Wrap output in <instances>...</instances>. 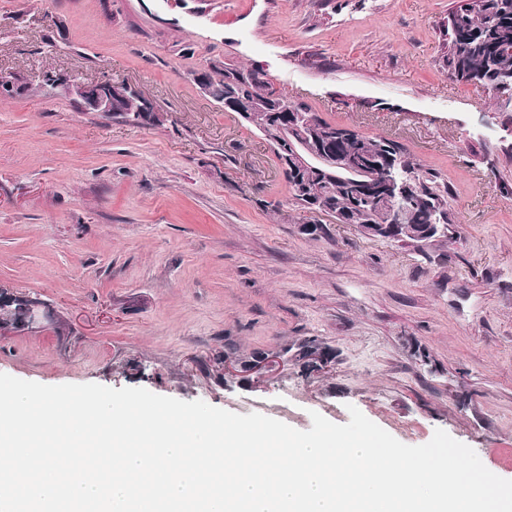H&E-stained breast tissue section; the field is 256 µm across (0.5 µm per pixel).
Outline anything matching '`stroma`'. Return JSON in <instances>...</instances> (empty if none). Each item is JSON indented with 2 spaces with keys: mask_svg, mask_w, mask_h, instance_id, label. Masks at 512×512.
I'll return each instance as SVG.
<instances>
[{
  "mask_svg": "<svg viewBox=\"0 0 512 512\" xmlns=\"http://www.w3.org/2000/svg\"><path fill=\"white\" fill-rule=\"evenodd\" d=\"M461 0H0V287L60 326L0 332V373L141 387L295 429L357 407L512 480V106L444 64ZM262 69L448 186L417 251L295 207L263 140L194 81ZM138 87L160 126L82 111L46 71ZM315 338L330 365L301 372ZM278 357L272 375L225 374Z\"/></svg>",
  "mask_w": 512,
  "mask_h": 512,
  "instance_id": "obj_1",
  "label": "stroma"
}]
</instances>
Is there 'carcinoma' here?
Wrapping results in <instances>:
<instances>
[{"label": "carcinoma", "mask_w": 512, "mask_h": 512, "mask_svg": "<svg viewBox=\"0 0 512 512\" xmlns=\"http://www.w3.org/2000/svg\"><path fill=\"white\" fill-rule=\"evenodd\" d=\"M454 31L448 42L445 63L448 74L466 84H477L493 92L506 102H512V0H466L452 11ZM209 95L224 105L230 98L246 101L254 106V120L249 126L258 131L272 147L278 161L293 152L303 153L302 137L289 131L288 123L268 120L267 113L304 112L311 110L283 96L272 97V83L255 68L224 62L210 66L203 73ZM146 96L137 90L129 94L117 116L134 126L142 125L139 108ZM313 130L320 140L334 151L376 156L385 149L402 160L403 177L409 182L407 210L404 223L418 228L441 219L452 224L448 213V186L438 182L439 176L423 169L420 162L399 143L372 137L356 130H341L317 115H313ZM306 165L285 172L292 201L302 209L312 199L325 197L346 217L348 224H385L388 217L367 198H358L353 185L374 181L380 176L375 168L354 173H339L325 165L318 154L305 157Z\"/></svg>", "instance_id": "cac0c4a2"}]
</instances>
